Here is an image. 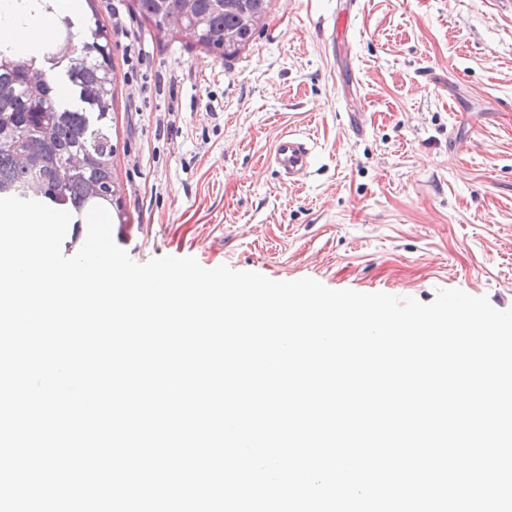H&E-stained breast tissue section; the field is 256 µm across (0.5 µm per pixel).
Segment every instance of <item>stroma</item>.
<instances>
[{"instance_id": "stroma-1", "label": "stroma", "mask_w": 512, "mask_h": 512, "mask_svg": "<svg viewBox=\"0 0 512 512\" xmlns=\"http://www.w3.org/2000/svg\"><path fill=\"white\" fill-rule=\"evenodd\" d=\"M114 74V242L274 281L512 308V0H271L235 58L94 0ZM297 133L307 177L267 160Z\"/></svg>"}]
</instances>
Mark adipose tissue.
<instances>
[{"label":"adipose tissue","mask_w":512,"mask_h":512,"mask_svg":"<svg viewBox=\"0 0 512 512\" xmlns=\"http://www.w3.org/2000/svg\"><path fill=\"white\" fill-rule=\"evenodd\" d=\"M51 14L35 11L32 0H0V43L35 46L52 31Z\"/></svg>","instance_id":"adipose-tissue-1"}]
</instances>
